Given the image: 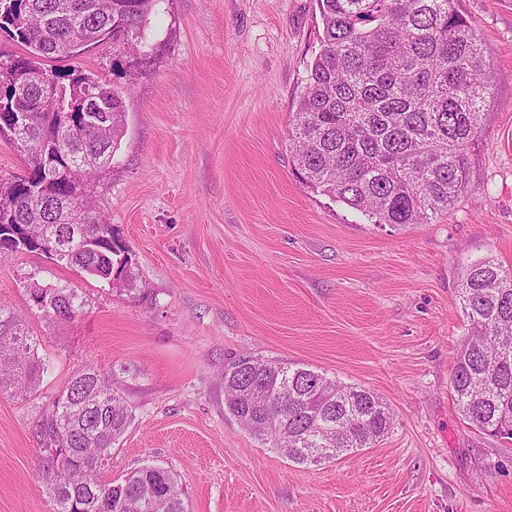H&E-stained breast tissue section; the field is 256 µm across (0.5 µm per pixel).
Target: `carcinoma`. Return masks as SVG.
I'll list each match as a JSON object with an SVG mask.
<instances>
[{"label":"carcinoma","instance_id":"1","mask_svg":"<svg viewBox=\"0 0 512 512\" xmlns=\"http://www.w3.org/2000/svg\"><path fill=\"white\" fill-rule=\"evenodd\" d=\"M157 0H0V31L25 53L0 59V137L27 172L0 177V225L58 239L57 261L107 281L131 253L89 188L125 128L121 93L71 64L112 43L130 56ZM320 48L307 65L288 140L301 180L373 224H427L469 190L470 149L490 95L479 35L457 0H316ZM24 124L10 132L17 118ZM63 321L83 301L66 286L33 288ZM467 331L450 388L479 431L512 439V268L486 258L460 271ZM47 371L37 342L0 330V392L33 389ZM224 408L288 460L318 465L370 448L393 428L387 404L301 363L240 359L224 370ZM131 411L96 365L76 371L36 419L38 477L52 512H185L177 478L147 465L117 481L100 473Z\"/></svg>","mask_w":512,"mask_h":512}]
</instances>
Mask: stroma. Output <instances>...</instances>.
Returning a JSON list of instances; mask_svg holds the SVG:
<instances>
[{
	"mask_svg": "<svg viewBox=\"0 0 512 512\" xmlns=\"http://www.w3.org/2000/svg\"><path fill=\"white\" fill-rule=\"evenodd\" d=\"M457 7L490 63L470 191L402 229L362 223L295 170L288 123L319 48L315 0H158L137 75L104 47L78 58L123 97L126 134L93 201L135 281L0 251V324L48 367L34 390L0 393V512H51L33 422L89 364L132 411L103 479L165 467L187 512H512V440L464 421L449 389L461 266L512 267V0ZM49 283L82 296L73 321L30 301ZM239 358L365 387L393 429L329 463L290 462L224 409Z\"/></svg>",
	"mask_w": 512,
	"mask_h": 512,
	"instance_id": "35a3bbf8",
	"label": "stroma"
}]
</instances>
